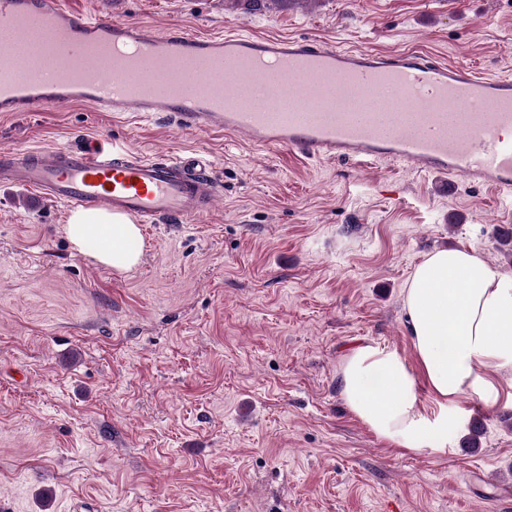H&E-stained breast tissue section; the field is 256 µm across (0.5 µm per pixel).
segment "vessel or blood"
I'll use <instances>...</instances> for the list:
<instances>
[{
    "mask_svg": "<svg viewBox=\"0 0 512 512\" xmlns=\"http://www.w3.org/2000/svg\"><path fill=\"white\" fill-rule=\"evenodd\" d=\"M85 103L113 118L239 135L316 161L395 165L512 198V76L310 37L198 36L90 17L62 0H0V112ZM0 184L71 210L189 223L219 194L197 153L104 140L0 150Z\"/></svg>",
    "mask_w": 512,
    "mask_h": 512,
    "instance_id": "b4317fda",
    "label": "vessel or blood"
}]
</instances>
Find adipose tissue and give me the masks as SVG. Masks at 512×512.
Returning a JSON list of instances; mask_svg holds the SVG:
<instances>
[{"label":"adipose tissue","mask_w":512,"mask_h":512,"mask_svg":"<svg viewBox=\"0 0 512 512\" xmlns=\"http://www.w3.org/2000/svg\"><path fill=\"white\" fill-rule=\"evenodd\" d=\"M65 233L78 252H90L115 272L131 271L141 262V230L127 216L78 211ZM404 309L437 413L428 414L419 404L416 374L406 361L370 344L344 358L342 396L379 437L411 451H439L458 423L450 410L456 399L472 392L495 404L497 376L512 373V277L476 251L438 250L413 271Z\"/></svg>","instance_id":"obj_1"}]
</instances>
